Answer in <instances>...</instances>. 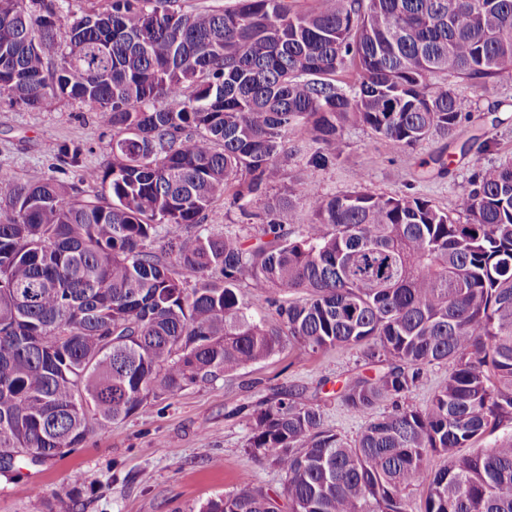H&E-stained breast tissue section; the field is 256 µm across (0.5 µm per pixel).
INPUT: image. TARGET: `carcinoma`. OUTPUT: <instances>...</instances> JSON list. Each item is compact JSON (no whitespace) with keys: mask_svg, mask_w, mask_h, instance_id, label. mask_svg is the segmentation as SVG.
<instances>
[{"mask_svg":"<svg viewBox=\"0 0 512 512\" xmlns=\"http://www.w3.org/2000/svg\"><path fill=\"white\" fill-rule=\"evenodd\" d=\"M296 2L107 0L61 36L70 0H0V104L66 98L112 129V165L84 170L102 188L92 198L0 175L1 473L263 363L286 336L387 366L339 392L366 419L353 441L293 393L245 415L247 447L285 476L288 512H410L421 485L420 512H512V158L482 169L450 212L362 182L330 195L304 184L250 210L283 179L292 139L314 169L341 161L348 125L399 150L454 143L472 102L448 76L483 90L512 77V0ZM227 195L257 233L205 224ZM302 200L313 219L296 235ZM434 364L448 375L427 406H399ZM384 402L393 411L377 412ZM200 512L281 509L245 481Z\"/></svg>","mask_w":512,"mask_h":512,"instance_id":"cac0c4a2","label":"carcinoma"}]
</instances>
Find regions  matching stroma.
Segmentation results:
<instances>
[{
    "label": "stroma",
    "instance_id": "35a3bbf8",
    "mask_svg": "<svg viewBox=\"0 0 512 512\" xmlns=\"http://www.w3.org/2000/svg\"><path fill=\"white\" fill-rule=\"evenodd\" d=\"M454 85L472 97L469 128L489 140L490 148H472L468 159L453 161L447 176H415L419 162L437 153L443 140L396 150L370 130L349 126L340 163L309 170L303 154H295L284 166L282 190L299 189L306 180L322 193L338 194L362 180L378 194L410 191L452 208L478 167L512 156V78L487 92L467 79H455ZM111 141V129L99 124L89 107L63 98L40 111L0 105V171L20 182L51 177L94 195L98 186L81 182L78 169L58 165L54 154L58 146H77L84 166L103 167L112 160ZM378 369L356 350L306 353L286 345L263 364L152 399L65 457L0 473V512H31V486L54 512H198L207 500L234 492L246 480L282 492L284 477L271 458L253 455L245 446L241 407L281 391L296 392L319 405L327 427L352 440L362 421L337 393L345 380L370 377Z\"/></svg>",
    "mask_w": 512,
    "mask_h": 512
}]
</instances>
